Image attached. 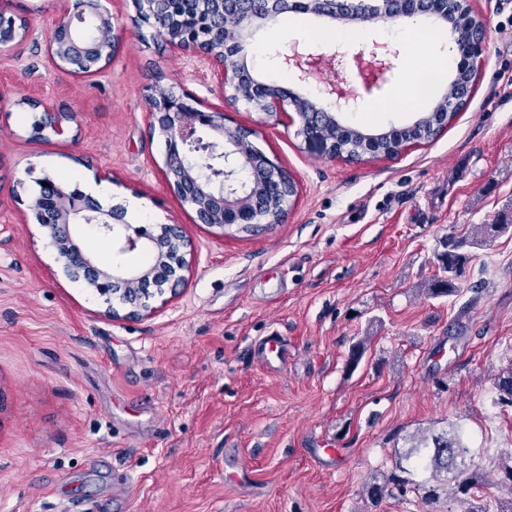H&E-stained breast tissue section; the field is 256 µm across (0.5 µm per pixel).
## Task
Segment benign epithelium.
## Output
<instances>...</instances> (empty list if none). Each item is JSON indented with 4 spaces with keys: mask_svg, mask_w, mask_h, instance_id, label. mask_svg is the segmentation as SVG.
<instances>
[{
    "mask_svg": "<svg viewBox=\"0 0 512 512\" xmlns=\"http://www.w3.org/2000/svg\"><path fill=\"white\" fill-rule=\"evenodd\" d=\"M0 0V53L12 51L28 35V24L3 14ZM252 7L239 13L233 26L224 25V0H133L137 15L154 19L155 34L173 51L203 61L210 78L219 88H232L230 100L245 101L268 116L284 117L298 126L306 147L336 157L335 142L320 130L321 124L338 122V114L359 108L364 96L381 91L394 75L399 50L389 44H375L371 60L357 57L359 84L344 75L343 56L317 53L295 44L283 55V63L295 71L300 82L318 86L313 99L291 89L256 80L244 62L253 29L265 26L292 10L340 24L362 21L357 14L343 16L336 10L338 0H250ZM378 16L388 21L427 17L448 23L447 0H367ZM112 30L111 16L101 0H77L76 11L61 16L46 43V58L52 70L73 77L103 72L110 64L119 42L105 36L101 42H87L79 29L89 18ZM460 24L474 31L469 60L481 62L487 28L483 18L470 11ZM150 131L165 138L164 174L178 198L196 215L197 223L219 229L254 224H281L291 207L288 198L276 210L266 212L262 202L271 187H296L294 176L279 162L253 145L258 135L253 128L239 127L224 132V112L193 105L192 98L170 88L147 99ZM44 113L34 137L44 138L45 129L60 130L68 117L51 104L41 103ZM36 223L45 229L50 246L65 271L76 274L87 288L105 298V314L114 319L140 318L152 313L151 301L168 288L177 290L184 283L182 271L192 244L179 224H166L158 236L143 226L125 222L124 212L105 210L89 194L67 190L46 179L30 205ZM93 224L97 233L112 242L118 254L147 251L153 256L148 266L129 268L106 266L78 243L73 228ZM124 296L125 314L112 306L115 293Z\"/></svg>",
    "mask_w": 512,
    "mask_h": 512,
    "instance_id": "benign-epithelium-1",
    "label": "benign epithelium"
}]
</instances>
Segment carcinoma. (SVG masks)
Wrapping results in <instances>:
<instances>
[{"mask_svg":"<svg viewBox=\"0 0 512 512\" xmlns=\"http://www.w3.org/2000/svg\"><path fill=\"white\" fill-rule=\"evenodd\" d=\"M462 8H470L468 0H457L453 5L448 13V26L452 27V32L464 47L470 42L472 33L460 25L453 26L457 12ZM474 79L475 72L466 63H461L449 84L448 98L461 106L466 105ZM442 129L441 125H433L431 114L427 113L417 122L392 128V132L381 138L378 145L386 153H398L404 144L421 136L432 139ZM330 136L336 141V150L341 154L353 157L365 149V141L355 127L344 129L338 125ZM508 228L507 224L490 225L478 233L472 226L448 235L444 250L437 254L439 275L431 281L426 293L434 298H454L462 294L463 288L458 279L471 250L486 245L488 234ZM493 386L497 404L512 407V370L499 373ZM404 441V447L394 449L392 467L370 477L363 485L362 492L367 499L378 501L394 491L404 497L417 491L424 499L434 501L445 493L448 503L460 506L459 512H489L478 496L482 480L476 464V451L470 447L458 426L449 424L438 431L420 430Z\"/></svg>","mask_w":512,"mask_h":512,"instance_id":"obj_1","label":"carcinoma"}]
</instances>
